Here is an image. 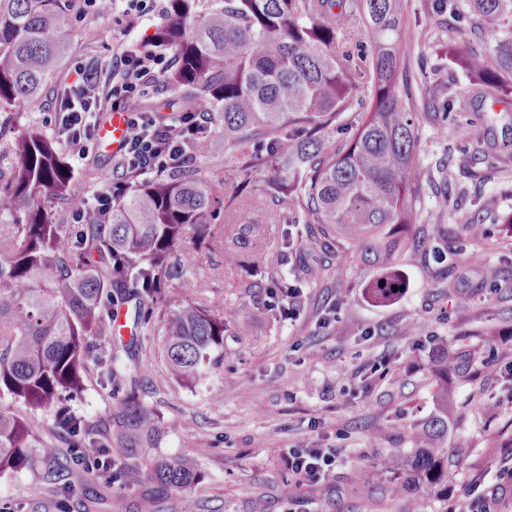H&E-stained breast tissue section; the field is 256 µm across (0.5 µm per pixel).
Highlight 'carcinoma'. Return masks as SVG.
<instances>
[{"instance_id":"carcinoma-1","label":"carcinoma","mask_w":512,"mask_h":512,"mask_svg":"<svg viewBox=\"0 0 512 512\" xmlns=\"http://www.w3.org/2000/svg\"><path fill=\"white\" fill-rule=\"evenodd\" d=\"M495 41L494 57L466 56L468 70L497 89L512 78V0H468ZM359 20L366 55H343V18ZM406 22L402 0H168L167 18L152 36L177 64L167 84L224 125V178L239 190L271 168L265 196L284 204L290 224H318L336 234L366 267L387 275L368 288L378 298L396 281L400 233L415 223L418 133L399 90L403 61L397 43ZM68 47L59 0H0V112L36 102ZM363 111L349 126L341 116L355 99ZM346 133L339 146L329 136ZM247 142L259 152L235 155ZM14 169L0 183V403L51 412L68 456L57 452L26 418L0 410V476L45 463L39 479L54 486L67 512L74 485L68 463L91 467L106 488L138 486L150 495L191 487L196 471L142 451L156 446L160 427L139 399L140 378L124 354L98 343L112 318L117 281L137 298H153L196 260L194 243L211 245L212 225L232 207L194 166L140 182L112 205L107 223L59 224L43 205L66 196L72 175L58 141L37 130L17 139ZM224 314L188 303L159 318V353L170 375L193 380L224 345ZM442 382L433 414L406 459L407 479L448 497V372L465 373L471 357L437 354ZM120 392L102 419L77 414L68 398L89 372Z\"/></svg>"}]
</instances>
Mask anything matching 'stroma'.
<instances>
[{"mask_svg":"<svg viewBox=\"0 0 512 512\" xmlns=\"http://www.w3.org/2000/svg\"><path fill=\"white\" fill-rule=\"evenodd\" d=\"M80 0L65 11L70 56L106 60L124 32L110 0L84 14ZM415 27L403 39L400 90L415 109L418 183L422 201L397 266L405 288L377 303L366 283L373 272L352 258L341 240L318 226L286 224L266 199L269 171L255 174L238 194L216 236L235 239L243 225L262 224L265 275L251 276L250 248H202L163 293L146 302L153 316L189 301L234 315L224 328L222 359L201 380L175 381L157 353L153 327L138 324L105 334L141 380L142 402L163 435L155 454L186 459L194 486L145 497L136 487L113 489L96 504L97 488L83 477L70 512H448L436 490L406 482L404 461L417 429L432 414L441 382L435 349L469 351L474 368L452 376L449 407V484L464 493L491 485L499 449L512 437V235L498 224L512 214V81L498 92L464 71L462 52L492 55L494 42L467 0H448L437 15L433 0H404ZM52 93L37 110L18 105L0 127V176L9 177V147L31 130L52 133ZM451 101L449 114L435 99ZM297 246L285 251V233ZM302 290L293 316L270 304L280 276ZM328 445L341 461L329 482L295 487L283 467V448ZM0 512H59L55 493L33 472L0 477Z\"/></svg>","mask_w":512,"mask_h":512,"instance_id":"35a3bbf8","label":"stroma"}]
</instances>
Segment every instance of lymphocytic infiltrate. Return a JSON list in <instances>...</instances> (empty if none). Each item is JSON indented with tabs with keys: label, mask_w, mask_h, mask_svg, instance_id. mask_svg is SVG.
Wrapping results in <instances>:
<instances>
[{
	"label": "lymphocytic infiltrate",
	"mask_w": 512,
	"mask_h": 512,
	"mask_svg": "<svg viewBox=\"0 0 512 512\" xmlns=\"http://www.w3.org/2000/svg\"><path fill=\"white\" fill-rule=\"evenodd\" d=\"M172 55L150 49L145 41L122 42L109 63L95 59L74 60L61 77L53 95V130L58 141L78 160L88 158L101 112L127 115V135L110 175L100 179L91 200L72 213L76 224L88 215L108 220L112 204L123 197L135 177L156 178L182 167L195 144L210 135L209 112L192 105L166 113L144 107L151 92L164 87L174 67ZM341 452L336 448H288L281 459L296 484L325 482L335 471ZM502 465L493 486L472 485L449 512H499L512 499V448L501 451Z\"/></svg>",
	"instance_id": "f902f5d3"
}]
</instances>
